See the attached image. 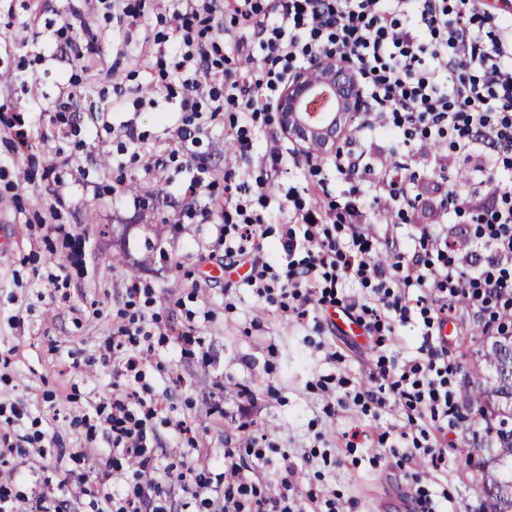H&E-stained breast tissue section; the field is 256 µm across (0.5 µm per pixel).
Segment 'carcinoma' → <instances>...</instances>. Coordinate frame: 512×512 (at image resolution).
<instances>
[{"label": "carcinoma", "instance_id": "1", "mask_svg": "<svg viewBox=\"0 0 512 512\" xmlns=\"http://www.w3.org/2000/svg\"><path fill=\"white\" fill-rule=\"evenodd\" d=\"M469 390L485 413L481 419L492 430L497 445V471L482 482L488 512H512V337L500 336L483 347L482 363L473 367ZM491 385L483 386L484 381Z\"/></svg>", "mask_w": 512, "mask_h": 512}]
</instances>
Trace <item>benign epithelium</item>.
I'll return each instance as SVG.
<instances>
[{
  "label": "benign epithelium",
  "instance_id": "1",
  "mask_svg": "<svg viewBox=\"0 0 512 512\" xmlns=\"http://www.w3.org/2000/svg\"><path fill=\"white\" fill-rule=\"evenodd\" d=\"M328 91L326 111L320 119H312L310 104ZM359 108L353 69L334 58L326 59L316 64L314 74L299 72L284 87L278 100V124L289 137L327 152L345 130L344 117Z\"/></svg>",
  "mask_w": 512,
  "mask_h": 512
}]
</instances>
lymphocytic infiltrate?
Instances as JSON below:
<instances>
[{
    "label": "lymphocytic infiltrate",
    "instance_id": "obj_1",
    "mask_svg": "<svg viewBox=\"0 0 512 512\" xmlns=\"http://www.w3.org/2000/svg\"><path fill=\"white\" fill-rule=\"evenodd\" d=\"M173 23L170 43L156 52L168 62L152 85L154 98L174 102L188 118L174 131L181 150L201 134L193 117L201 111L218 116L226 108L251 115L276 109L279 86L292 69L321 56L352 63L362 110L355 134L390 127L412 141L450 138L453 150L470 167L468 179L451 193L455 210L482 217L468 250H461L447 228L423 232L418 247L406 254L395 240H385L391 263L371 257L374 243L365 233L360 200L389 196L409 204L406 190L414 178L395 168L394 187L351 186L340 216L317 199L302 202L295 188L274 192L258 183L257 203L244 195L224 198V255L250 263L248 283L261 296L288 299L295 318L311 305H332L364 325L375 346H383L395 322L418 313L422 343L419 355L396 364L378 357L370 378L374 389L355 393L364 411L398 400L414 427L397 455L401 464L425 461L438 468L445 456L434 443L437 433L452 431L459 408L460 384L448 344L438 328L448 311L465 304L478 317L496 322L499 333H511L512 321L500 318L512 309V31L489 15L482 0H275L262 11L257 0H169ZM231 15L257 39L261 55L246 54L242 67H225L216 18ZM498 169L493 192H485L486 172ZM283 216L280 246L288 258L286 272L265 260L254 240L270 208ZM358 281L371 297H340L344 281ZM114 348L126 377L141 381L144 355L153 352L151 323L145 313L126 315ZM157 398L138 391L115 396L80 419L87 435L105 429L112 436L106 459H92L89 471L105 467L113 475L135 462L134 480L125 492L88 485L76 476L94 512H173L169 490L188 484L197 507L209 508L212 486L224 489L222 512H305L293 497L298 465H286L277 487L249 479L245 457H266L265 440L251 439L247 450L224 451V469L213 474L193 466L175 471L162 463L154 446Z\"/></svg>",
    "mask_w": 512,
    "mask_h": 512
}]
</instances>
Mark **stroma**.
Returning <instances> with one entry per match:
<instances>
[{
	"label": "stroma",
	"instance_id": "obj_1",
	"mask_svg": "<svg viewBox=\"0 0 512 512\" xmlns=\"http://www.w3.org/2000/svg\"><path fill=\"white\" fill-rule=\"evenodd\" d=\"M12 6V14L0 13V225L15 228L0 254V405L21 411L16 434L45 431L47 450L43 458H9L16 490L26 496L61 492L72 512H91L87 496L59 482L74 468V452L88 447L103 456L109 448L104 432L86 439L73 420L125 391L111 345L123 322L126 290L135 282L151 291L146 313L156 316L153 330L162 338L146 356L145 381L165 400L156 426L164 463L179 464L189 452L198 467L210 468L225 448L245 447L250 437L263 434L274 449L254 464L253 479L273 484L285 461L310 455L296 488L302 497L330 458L337 466L328 488L340 494L349 512H411L414 486L393 465L390 450L378 445L384 431H409L399 403L366 415L341 396L372 387L369 374L378 356L416 355L422 342L418 317L396 324L386 346L375 350L365 338L335 328L321 312L304 320L291 317L279 300L244 285L240 258L228 262L223 251L212 250L224 213L217 207L201 219L187 212L185 158L174 153L169 135L180 113L162 101L117 105L112 89L116 75L131 89L158 79L162 65L146 49L170 33L167 0H140L141 16L132 29L119 16L96 11L90 0H12ZM67 22L73 38L92 32L103 42L91 71H82L60 43L43 40L47 28ZM73 74L81 83L73 102L81 113L79 136H57L45 118L32 130L31 148H17L10 123L54 102ZM106 105L112 111L104 117L100 110ZM128 123L140 136L135 160L121 150ZM242 129L262 142L277 138L285 153L297 147L275 123H250L232 112L206 121L193 151L211 167L216 199L224 197L228 169L251 185L261 179L272 188L304 190L306 167L285 161L273 169L258 157L239 156L234 140ZM450 152L446 142L379 137L365 168L351 179L328 182L317 197L341 200L350 185L373 181L385 161L409 165L419 184L440 180L454 189L457 166L443 173L434 163L435 156ZM367 211L366 233L393 236L402 246L430 220L424 202L401 213L386 201L371 200ZM50 224L69 225L70 237L49 235ZM189 310L196 314L194 334L201 340L191 348L174 334ZM450 323L448 344L461 374L471 378L488 338L464 304H457ZM464 409L466 420L440 444L447 467L426 466L419 475L434 490L447 491L450 512H483L482 463L489 451L475 447L473 435L485 424L473 397H465ZM178 420L188 421L192 437L176 431ZM352 440L358 443L353 454L346 447ZM371 450L382 455L374 466L364 459Z\"/></svg>",
	"mask_w": 512,
	"mask_h": 512
}]
</instances>
